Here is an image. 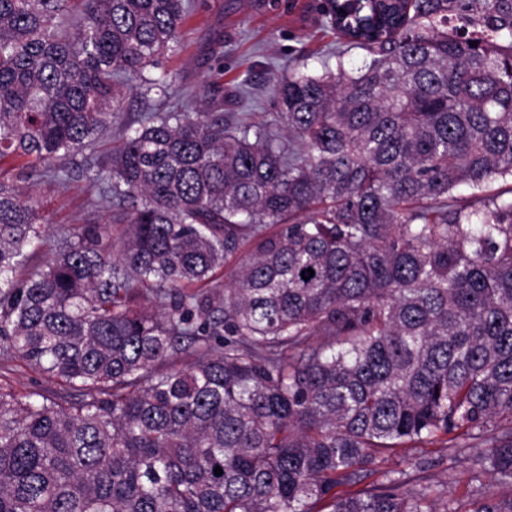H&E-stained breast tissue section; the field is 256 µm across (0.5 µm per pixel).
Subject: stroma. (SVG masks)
Wrapping results in <instances>:
<instances>
[{
  "instance_id": "stroma-1",
  "label": "stroma",
  "mask_w": 512,
  "mask_h": 512,
  "mask_svg": "<svg viewBox=\"0 0 512 512\" xmlns=\"http://www.w3.org/2000/svg\"><path fill=\"white\" fill-rule=\"evenodd\" d=\"M322 0H194L192 17L185 24L181 47L164 56L163 64L178 73L170 98L156 93L134 92L124 100L129 114L162 112L168 100H185L188 111L208 110L216 102L204 94L208 84L220 85L228 112H273L277 109L275 77L291 68L321 71L323 65L344 61L347 68L363 67L365 50L342 48L335 30L321 15ZM72 178L60 187L48 178L15 181V188L38 203L42 223L47 224L44 248L30 256L24 272L42 268L57 245L84 224H107L112 208L107 197L89 187L83 158L71 163ZM0 387L24 394L38 391L58 399L71 391L58 380L31 369L20 359L0 361ZM413 458L416 474L442 499L467 504L468 472L472 456L457 454L445 441L426 445L405 444L398 454L377 459L372 475L356 483V490H374L381 472L400 467L402 456Z\"/></svg>"
}]
</instances>
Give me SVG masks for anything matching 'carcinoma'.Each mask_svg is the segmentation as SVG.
<instances>
[{
	"label": "carcinoma",
	"instance_id": "carcinoma-1",
	"mask_svg": "<svg viewBox=\"0 0 512 512\" xmlns=\"http://www.w3.org/2000/svg\"><path fill=\"white\" fill-rule=\"evenodd\" d=\"M332 2L369 63L258 120L123 111L192 0H0V162L63 185L87 150L112 201L19 282L46 226L0 181V356L74 391L0 388V512H462L405 469L336 488L512 420V0ZM490 441L469 512H512Z\"/></svg>",
	"mask_w": 512,
	"mask_h": 512
}]
</instances>
